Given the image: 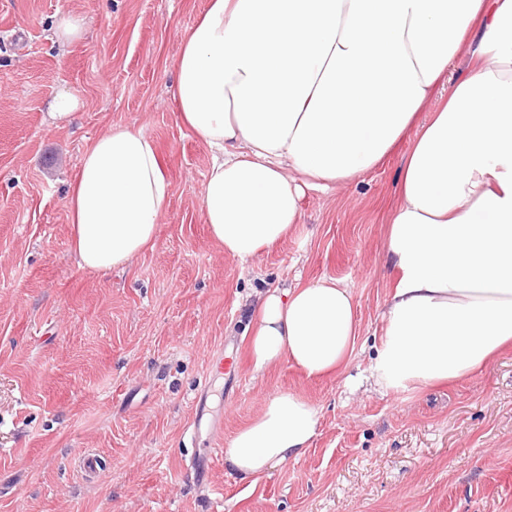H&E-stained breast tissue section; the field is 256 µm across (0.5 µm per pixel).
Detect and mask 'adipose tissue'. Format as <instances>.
I'll return each mask as SVG.
<instances>
[{
  "instance_id": "obj_1",
  "label": "adipose tissue",
  "mask_w": 512,
  "mask_h": 512,
  "mask_svg": "<svg viewBox=\"0 0 512 512\" xmlns=\"http://www.w3.org/2000/svg\"><path fill=\"white\" fill-rule=\"evenodd\" d=\"M465 48L472 69L434 103ZM174 94L213 154L204 222L240 261L295 231L306 190L352 181L415 130L387 236L398 280L377 387L458 379L512 344V0H208L183 35ZM169 195L148 135L96 138L67 194L79 266L127 265ZM251 326L255 370L286 358L314 377L346 363L357 337L352 293L333 279L267 291ZM318 426L310 401L277 392L224 465L256 481L302 457Z\"/></svg>"
}]
</instances>
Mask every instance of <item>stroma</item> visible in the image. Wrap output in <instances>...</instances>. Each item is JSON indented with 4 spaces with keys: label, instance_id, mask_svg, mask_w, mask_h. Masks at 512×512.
<instances>
[{
    "label": "stroma",
    "instance_id": "obj_1",
    "mask_svg": "<svg viewBox=\"0 0 512 512\" xmlns=\"http://www.w3.org/2000/svg\"><path fill=\"white\" fill-rule=\"evenodd\" d=\"M206 3L0 0V512H512V348L434 387L385 393L371 379L411 136L351 182L308 192L295 233L249 262L211 238V153L173 88L182 35ZM67 11L85 27L63 47L50 23ZM62 90L82 107L55 124L47 104ZM115 126L153 139L171 194L152 245L101 273L72 254L66 190ZM322 278L354 297L347 364L319 378L286 359L255 371L257 297ZM219 351L232 375L212 371ZM281 390L319 411L304 456L253 483L220 453L195 473L211 429L232 438ZM88 454L102 462L92 475Z\"/></svg>",
    "mask_w": 512,
    "mask_h": 512
}]
</instances>
